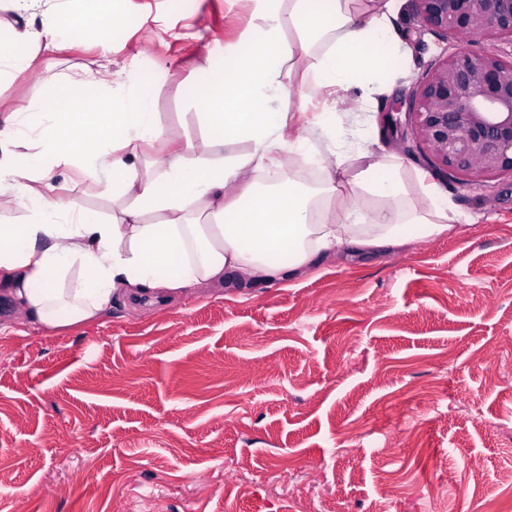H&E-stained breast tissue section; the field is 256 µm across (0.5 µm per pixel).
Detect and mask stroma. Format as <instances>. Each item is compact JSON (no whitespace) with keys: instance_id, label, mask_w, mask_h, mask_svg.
I'll return each instance as SVG.
<instances>
[{"instance_id":"35a3bbf8","label":"stroma","mask_w":512,"mask_h":512,"mask_svg":"<svg viewBox=\"0 0 512 512\" xmlns=\"http://www.w3.org/2000/svg\"><path fill=\"white\" fill-rule=\"evenodd\" d=\"M248 0H130L105 42L89 34L0 85L66 109L67 77H150L168 139H200L189 101L250 24ZM407 51L379 91L309 93L298 70L280 108L305 155L394 156L413 200L435 185L463 217L382 256H340L274 287L225 284L164 304L112 300L48 330L0 315V512H512V176L464 186L429 165L405 114L416 84L458 49L512 57V41L392 18ZM57 195L102 218L112 199L60 166Z\"/></svg>"}]
</instances>
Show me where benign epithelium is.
I'll list each match as a JSON object with an SVG mask.
<instances>
[{"mask_svg":"<svg viewBox=\"0 0 512 512\" xmlns=\"http://www.w3.org/2000/svg\"><path fill=\"white\" fill-rule=\"evenodd\" d=\"M422 24L466 38L512 39V0H416ZM414 139L431 164L467 184L512 174V58L465 49L440 63L413 90Z\"/></svg>","mask_w":512,"mask_h":512,"instance_id":"1","label":"benign epithelium"}]
</instances>
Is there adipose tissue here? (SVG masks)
<instances>
[{"instance_id": "1", "label": "adipose tissue", "mask_w": 512, "mask_h": 512, "mask_svg": "<svg viewBox=\"0 0 512 512\" xmlns=\"http://www.w3.org/2000/svg\"><path fill=\"white\" fill-rule=\"evenodd\" d=\"M125 0H0L12 14L0 31V83L25 52L60 50L88 31L117 29ZM257 27L225 58L223 75L192 102L208 134L185 140L164 168L142 149L163 142L157 113L142 109L136 80L115 82L109 95L70 82V104L48 111L18 106L0 120V208H19L21 224H0V301L48 329L97 318L116 294L167 300L223 285L271 287L311 272L339 254H383L451 231L447 199L423 186L425 204L409 198L401 163L362 152L348 185L378 207L360 212L342 201L333 177L311 188L280 175L279 157L302 154V136L287 137V113L275 110L292 70L305 66L314 90L357 89L371 99V77L384 68L376 47L398 53L389 0L369 9L359 0H250ZM292 43H284V32ZM318 64H310L315 48ZM248 141L225 154L228 138ZM77 162L110 193L117 208L101 219L53 191L54 169Z\"/></svg>"}]
</instances>
